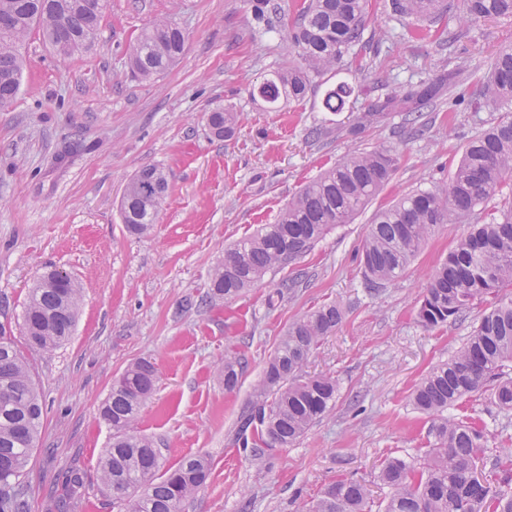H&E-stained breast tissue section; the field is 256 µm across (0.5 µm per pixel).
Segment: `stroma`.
<instances>
[{
  "instance_id": "1",
  "label": "stroma",
  "mask_w": 512,
  "mask_h": 512,
  "mask_svg": "<svg viewBox=\"0 0 512 512\" xmlns=\"http://www.w3.org/2000/svg\"><path fill=\"white\" fill-rule=\"evenodd\" d=\"M390 3L369 2L368 29L382 40L351 50L290 104L251 93L287 65L295 15L282 11L268 31L254 21L250 0H109L95 46L70 58L38 33L26 40L21 91L0 112V324L17 326L45 268L68 273L83 289L65 344L39 350L17 342L44 404L28 466L33 512H45L48 492L71 466L83 478L78 512H112L98 473L112 437L100 408L115 380L142 358L154 363L157 383L139 431L160 448L165 467L189 456L212 465L182 512H298L340 477L365 483L379 502L387 493L378 480L383 459L423 447L429 424L409 395L461 349L485 307L434 328L416 312L429 276L468 227L440 226L404 276L377 291L363 276L362 240L375 214L402 194L444 187L466 145L498 115L428 111L416 133L394 112L359 134L351 129L394 86L419 85L459 64L481 77L499 47L512 44V16L473 20L466 38L446 51L435 35H415L414 20ZM162 18L183 28L185 52L164 75L139 79L128 67V47ZM372 55L382 65L362 77L358 66ZM342 82L354 86V96L342 111H327V92ZM219 105L241 115L226 141L206 128V113ZM353 146L397 148L391 183L310 253L231 302L209 303L225 248L274 223L301 186ZM149 164L166 171L168 196L150 233L136 236L119 201L130 177ZM302 271L306 286L285 289ZM335 301L345 318L305 371L338 380L336 405L302 439L255 464L238 433L265 364L290 322ZM228 352L244 362L230 392L221 371Z\"/></svg>"
}]
</instances>
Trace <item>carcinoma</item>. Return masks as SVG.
<instances>
[{
    "label": "carcinoma",
    "instance_id": "1",
    "mask_svg": "<svg viewBox=\"0 0 512 512\" xmlns=\"http://www.w3.org/2000/svg\"><path fill=\"white\" fill-rule=\"evenodd\" d=\"M395 11L419 21L431 20L441 0H393ZM106 0H0V112H7L19 93L25 58L18 48L32 28L63 57L89 50L101 25ZM274 0H254L257 23L271 25L279 11ZM288 32L294 60L264 79L259 96L269 104L280 99H304L314 79L363 44L368 0H301ZM512 15V0H462L459 15L448 27V43L462 26L488 16ZM185 33L164 19L144 29L130 51L132 71L144 79L165 73L181 57ZM353 92L343 82L326 97L327 108L340 110ZM456 112L501 113L465 148L440 191L418 189L375 214L361 248L367 283L376 290L400 279L421 246L442 224H470L448 257L429 276L417 310L419 321L436 327L461 319L475 303L487 312L464 346L448 361L425 373L411 394L414 409L430 420L429 448L422 459L390 456L378 478L388 489L382 512H512V452L487 454L488 442L499 437L467 415H450L448 408L485 391L501 410L512 413V200L492 213L483 205L512 180V44L501 47L490 71L481 78L465 77V67L423 83L403 94L393 90L361 117L356 132L377 124L399 110L415 123L425 108L436 109L443 96ZM239 113L217 107L207 113L210 135L231 138ZM393 148H352L317 178L306 183L281 209L273 224L243 238L224 251L214 272L210 299L231 301L263 281L267 272L310 252L338 224L350 223L389 184L398 169ZM168 190L167 176L156 165L141 167L127 183L120 203L123 224L132 234H144L157 223ZM82 299V288L71 280L51 288L38 278L30 289L19 323L20 332L41 349H52L71 336ZM345 310L339 302L324 303L295 319L266 362L255 388V401L243 429H253L254 459L266 448H286L331 411L339 385L331 376H303L319 342L334 333ZM56 322V331L46 325ZM240 358L224 355V389L234 390L242 373ZM156 383L153 364L132 363L112 386L100 410L112 430V441L99 461L102 486L116 512H180L182 503L208 480L210 466L200 456L187 457L159 473L161 457L153 441L137 432L143 407ZM43 406L27 360L13 336L0 326V512H31L26 470L42 425ZM487 459L498 485L478 474ZM83 480L65 472L55 508L66 512L81 499ZM368 487L352 478L330 483L313 504L300 512H371Z\"/></svg>",
    "mask_w": 512,
    "mask_h": 512
}]
</instances>
